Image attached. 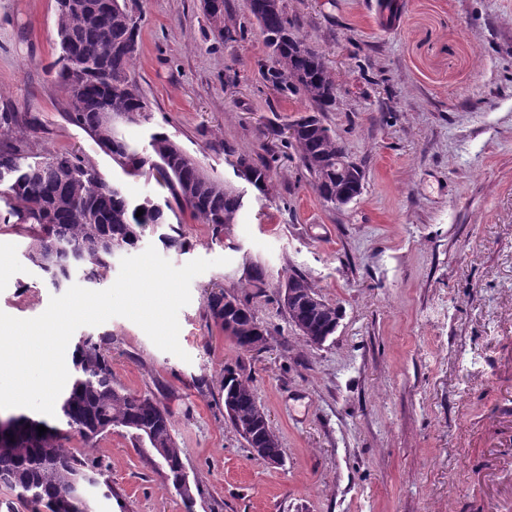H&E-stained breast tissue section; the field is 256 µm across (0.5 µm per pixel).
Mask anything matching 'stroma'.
<instances>
[{"mask_svg": "<svg viewBox=\"0 0 512 512\" xmlns=\"http://www.w3.org/2000/svg\"><path fill=\"white\" fill-rule=\"evenodd\" d=\"M395 26L379 0H281L299 35L336 77L323 113L365 172L348 205L319 198L287 127L310 111L266 83V54L248 0H224L232 38L214 37L201 0H127L139 15L134 72L152 121L127 125L145 146L162 128L221 180L225 148L271 161V200L251 203L214 239L181 214L180 267L229 258L190 285L178 314L185 358L162 351L134 322L77 329L107 336L114 380L165 403L193 487L185 501L159 461L115 429L90 456L122 501L97 512H512V466L492 469L489 444L512 421V0H401ZM57 0H0V113L13 112L29 156L71 151L135 200L168 192L130 178L66 114L55 63ZM0 311L28 319L56 290L25 257V225L4 223ZM265 267L245 288L246 263ZM304 274L342 310L335 335L306 345L276 300ZM248 296L270 330L240 350L209 310L211 295ZM250 377L282 448L273 467L253 457L224 410L225 368Z\"/></svg>", "mask_w": 512, "mask_h": 512, "instance_id": "35a3bbf8", "label": "stroma"}]
</instances>
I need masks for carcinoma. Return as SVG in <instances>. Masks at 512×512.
Returning <instances> with one entry per match:
<instances>
[{
  "label": "carcinoma",
  "mask_w": 512,
  "mask_h": 512,
  "mask_svg": "<svg viewBox=\"0 0 512 512\" xmlns=\"http://www.w3.org/2000/svg\"><path fill=\"white\" fill-rule=\"evenodd\" d=\"M250 12L260 24L265 47L278 57V67L262 71L266 82L283 94L300 96L313 106V113L300 117L291 128L290 145L313 180L324 203L336 206V196L361 193L364 174H347L336 168V154L344 148L319 113L336 101V82L323 56L301 52L288 44L293 27L280 0H249ZM211 31L222 38L230 31L224 10L207 14ZM140 23L126 0H59L57 37L60 55L57 78L66 93L68 120L89 136L124 171L134 177H153L169 191L171 200L160 206L151 199L132 201L121 185L107 180L79 156L49 152L29 161L17 137L15 117L0 114V198L17 202L11 215L28 225L30 244L26 258L56 289L73 276L98 285L112 269L115 256L137 247L150 232L168 248L185 249L180 225L172 224L168 212L188 211L212 236H229L244 208V195L228 183L207 174L182 146L164 132L150 134L148 145L139 148L119 136L105 114L125 116L130 124L147 123L152 114L132 70L138 53ZM230 166L248 165L250 185L259 197L269 199L274 190L271 167L224 147ZM143 210L136 216L137 210ZM249 285H266L267 271L254 264L245 270ZM303 292L296 302L277 297L303 340L314 346L317 339L332 337L340 310L324 301L300 273L286 278L281 287ZM209 309L224 331L245 351L265 348L269 330L258 320L246 298L233 294L211 297ZM224 377V407L234 428L253 425L261 431L263 412L250 380L228 368ZM62 426L50 425L20 413L8 431L0 433V489L23 506L38 512H85L74 496L77 486L105 487L107 499L119 497L101 469L86 454L67 446L77 436L82 447H94L97 439L114 428L125 429L137 450L158 458L172 481L184 468L182 450L173 434L167 407L151 393H132L112 379V365L101 342L88 335L73 352L71 384L59 406ZM47 428L38 435V426Z\"/></svg>",
  "instance_id": "obj_1"
}]
</instances>
